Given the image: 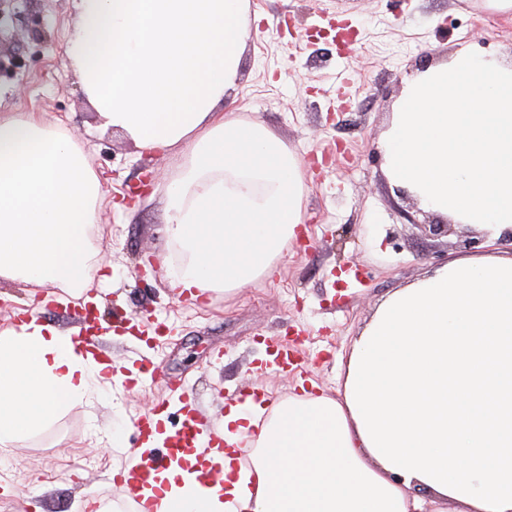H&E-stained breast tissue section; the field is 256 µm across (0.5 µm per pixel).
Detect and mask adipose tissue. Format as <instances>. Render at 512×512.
Instances as JSON below:
<instances>
[{
	"label": "adipose tissue",
	"mask_w": 512,
	"mask_h": 512,
	"mask_svg": "<svg viewBox=\"0 0 512 512\" xmlns=\"http://www.w3.org/2000/svg\"><path fill=\"white\" fill-rule=\"evenodd\" d=\"M248 0H77L68 61L103 129L181 163L164 189L173 287L232 291L269 275L303 222L304 175L262 124L228 112L253 37ZM103 184L70 130L0 114V280L84 287ZM112 376L38 317L0 333V455ZM254 433L251 467L211 449L219 481L159 473L205 512H512V255L453 261L384 298L354 341L342 398H289ZM413 487L425 489L410 496Z\"/></svg>",
	"instance_id": "1"
}]
</instances>
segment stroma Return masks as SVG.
I'll return each mask as SVG.
<instances>
[{
    "label": "stroma",
    "instance_id": "35a3bbf8",
    "mask_svg": "<svg viewBox=\"0 0 512 512\" xmlns=\"http://www.w3.org/2000/svg\"><path fill=\"white\" fill-rule=\"evenodd\" d=\"M249 19L237 106L301 160L304 222L271 277L197 302L172 286L177 256L165 236L160 188L179 155L143 152L99 128L66 55L72 0H26L0 15L18 61L0 77V114L40 112L71 129L106 190L89 238L101 273L77 293L1 282L0 331L37 315L90 338L120 373L14 448L22 478L0 475V512H91L98 490L125 506L110 478L127 462L134 419L154 404L168 403L171 430L191 397L210 431L223 428L234 389L276 403L305 390L338 395L351 346L383 297L451 260L512 254L491 228L472 249L454 233L429 236L433 213L386 176L380 146L406 76L459 49L512 58V13L483 11L479 0H249ZM148 172L152 190L124 204ZM278 342L301 369L268 365Z\"/></svg>",
    "mask_w": 512,
    "mask_h": 512
}]
</instances>
